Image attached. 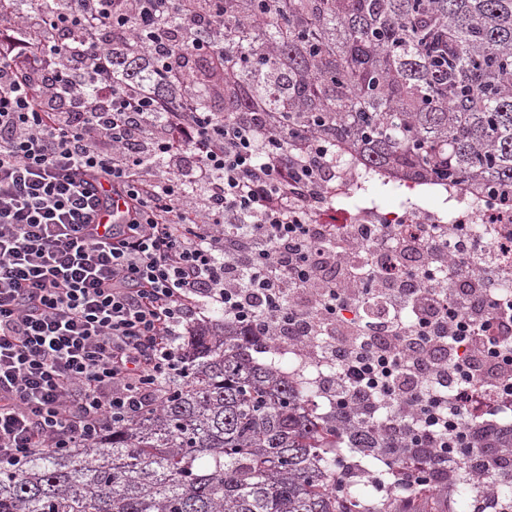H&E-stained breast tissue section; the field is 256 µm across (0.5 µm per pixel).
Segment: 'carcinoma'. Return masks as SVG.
Listing matches in <instances>:
<instances>
[{
	"label": "carcinoma",
	"mask_w": 512,
	"mask_h": 512,
	"mask_svg": "<svg viewBox=\"0 0 512 512\" xmlns=\"http://www.w3.org/2000/svg\"><path fill=\"white\" fill-rule=\"evenodd\" d=\"M160 24L181 51L159 71L122 42L114 75L231 120L263 112L300 154L336 145L399 180H432L512 203V0H182ZM203 40L213 60L187 49ZM195 337L161 407L95 444L0 468V512H354L360 490L328 460L347 442L391 452L375 417L312 419L301 393L255 361L250 333L221 317ZM488 461L477 488L502 486Z\"/></svg>",
	"instance_id": "1"
}]
</instances>
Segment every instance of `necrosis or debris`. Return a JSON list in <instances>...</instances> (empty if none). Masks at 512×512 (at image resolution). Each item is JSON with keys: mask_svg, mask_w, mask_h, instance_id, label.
<instances>
[{"mask_svg": "<svg viewBox=\"0 0 512 512\" xmlns=\"http://www.w3.org/2000/svg\"><path fill=\"white\" fill-rule=\"evenodd\" d=\"M364 178L355 157L337 151L335 176L322 190L325 210L319 221L336 231L331 258L338 272V287L352 286L358 271L375 267L380 253L388 251L415 257L424 269L434 270L442 283L453 273L471 277L488 288H512V223L493 221L499 210L495 201L429 181H405L397 204L384 208L364 188ZM365 226L376 228L377 236H361ZM460 226L469 231L479 266L474 269L463 264L452 272L441 244L452 241ZM321 342L318 335L302 343L276 336L258 346L257 357L273 360L278 373L297 390L318 391L321 403L315 416L323 421L335 404L323 385L334 375L336 366L325 358Z\"/></svg>", "mask_w": 512, "mask_h": 512, "instance_id": "obj_1", "label": "necrosis or debris"}]
</instances>
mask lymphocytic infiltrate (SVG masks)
<instances>
[{
  "mask_svg": "<svg viewBox=\"0 0 512 512\" xmlns=\"http://www.w3.org/2000/svg\"><path fill=\"white\" fill-rule=\"evenodd\" d=\"M18 2L0 10V466L84 447L156 410L184 330L211 309L257 336L323 329L339 407L408 386L421 424L392 438L423 441L429 458L410 459L399 497L457 466L478 377L496 400L484 408L494 431L512 410V305L490 288L464 298L430 287V274L385 252L362 289L390 271L403 302L430 299L409 336L379 321L348 347L336 338L347 296L327 267L332 234L316 226L323 146L294 156L271 132L260 154L258 115L226 122L197 111L191 93L113 80L99 26L134 22L158 63L171 48L156 19L181 0H64L48 19ZM104 203L118 222L95 223ZM315 281L324 293L312 318L291 296Z\"/></svg>",
  "mask_w": 512,
  "mask_h": 512,
  "instance_id": "obj_1",
  "label": "lymphocytic infiltrate"
}]
</instances>
